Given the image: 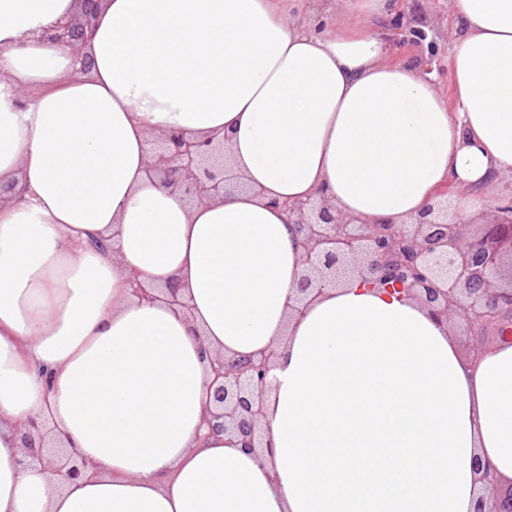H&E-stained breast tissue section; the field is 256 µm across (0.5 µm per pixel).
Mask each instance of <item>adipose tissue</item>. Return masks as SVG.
I'll return each mask as SVG.
<instances>
[{
  "label": "adipose tissue",
  "instance_id": "adipose-tissue-1",
  "mask_svg": "<svg viewBox=\"0 0 512 512\" xmlns=\"http://www.w3.org/2000/svg\"><path fill=\"white\" fill-rule=\"evenodd\" d=\"M386 6L106 0L83 74L45 37L77 0H0V512H474L483 467L512 482L511 337L461 352L357 278L297 301L284 202L408 227L446 194L467 224L512 176V0H448L447 96ZM172 131L223 132L246 189L162 187ZM268 352L270 448L205 436L210 360ZM34 422L79 477L23 455Z\"/></svg>",
  "mask_w": 512,
  "mask_h": 512
}]
</instances>
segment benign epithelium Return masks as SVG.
Instances as JSON below:
<instances>
[{"mask_svg": "<svg viewBox=\"0 0 512 512\" xmlns=\"http://www.w3.org/2000/svg\"><path fill=\"white\" fill-rule=\"evenodd\" d=\"M77 15L64 18L46 31V38L70 47L81 70L90 68L84 50L93 39L102 0H80ZM155 173L163 187L187 202L224 197L228 178L224 138L213 132L188 137L167 134L153 154ZM297 215V231L305 246L310 273L298 288L302 298L351 273L365 282L397 288L434 308L436 315L456 311L478 344L480 330L504 314H512V197L497 201L484 216L485 223L471 233L466 224L448 221V212L428 208L411 229L394 224L354 225L337 218L319 202L285 206ZM272 354L253 359H216L208 386L207 435L224 432L243 448H265L258 425L263 402L271 386ZM66 462L54 473L78 477L80 466L62 448L54 449ZM475 512H512V485L496 492L494 504L479 501Z\"/></svg>", "mask_w": 512, "mask_h": 512, "instance_id": "1", "label": "benign epithelium"}]
</instances>
